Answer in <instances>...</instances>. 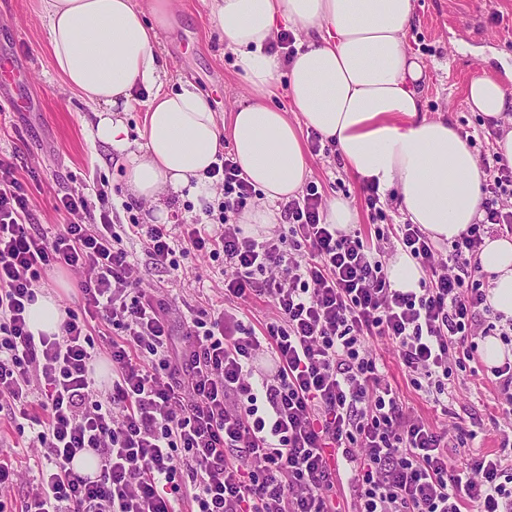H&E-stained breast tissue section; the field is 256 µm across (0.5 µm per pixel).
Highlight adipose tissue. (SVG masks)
Wrapping results in <instances>:
<instances>
[{"instance_id":"obj_1","label":"adipose tissue","mask_w":512,"mask_h":512,"mask_svg":"<svg viewBox=\"0 0 512 512\" xmlns=\"http://www.w3.org/2000/svg\"><path fill=\"white\" fill-rule=\"evenodd\" d=\"M54 63L68 87L95 105L93 140L109 145L125 170L129 196L155 206L190 188L230 137L243 176L263 193L242 224H274V203L301 192L311 168L300 128L334 141L352 173L394 192L399 211L433 239L451 241L481 216L487 174L466 136L448 121L422 116L423 65L405 36L413 0H211L215 32L236 57L248 94L221 131L203 92L181 82L168 90L158 49L172 0H44ZM298 45L283 59L269 47L281 28ZM286 88L291 105L271 102ZM469 107L497 120L496 148L512 164V96L489 74L466 87ZM141 106V140L123 112ZM491 279L492 306L512 317V240L489 238L478 256Z\"/></svg>"}]
</instances>
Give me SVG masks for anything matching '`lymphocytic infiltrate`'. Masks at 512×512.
<instances>
[{"label": "lymphocytic infiltrate", "instance_id": "f902f5d3", "mask_svg": "<svg viewBox=\"0 0 512 512\" xmlns=\"http://www.w3.org/2000/svg\"><path fill=\"white\" fill-rule=\"evenodd\" d=\"M482 220L437 247L420 225L388 223L363 184L373 236L321 221L316 183L281 206L285 230L256 237L235 217L258 191L233 157L207 170L222 187L212 224H142L130 236L154 266L223 258L224 306L192 311L189 348L173 346L166 303L145 291L109 211L90 224L32 223L29 198L0 160V409L32 422L38 476L22 512H339L336 471L351 464L352 512H512V440L452 463L455 431L406 414L382 356L390 344L413 387L447 408L453 370L478 362L493 309L478 261L486 236L512 233V166L481 156ZM416 260L417 290L392 287L384 247ZM82 273L81 304L58 334L34 335L26 310L53 268ZM273 315L245 324L242 302ZM111 326L112 385L97 400L95 323ZM93 450L96 476L75 458Z\"/></svg>", "mask_w": 512, "mask_h": 512}]
</instances>
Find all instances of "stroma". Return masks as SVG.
Returning a JSON list of instances; mask_svg holds the SVG:
<instances>
[{"label":"stroma","instance_id":"1","mask_svg":"<svg viewBox=\"0 0 512 512\" xmlns=\"http://www.w3.org/2000/svg\"><path fill=\"white\" fill-rule=\"evenodd\" d=\"M414 6L416 21L406 42L425 63L424 113L447 119L472 136L474 153H482L488 143L487 120L471 111L466 86L474 74L485 70L512 94V0H414ZM159 49L172 78L194 83L218 118H230L234 103L247 92V82L234 55L225 51L213 30L210 0H174ZM0 59L20 73L16 82L0 80V158L14 164L33 203L35 223L46 227L67 223L56 200L74 192L92 197L94 210L112 211L118 223H127L124 169L110 146L94 145L88 139L94 106L70 90L54 65L43 0H0ZM309 163L311 179L324 198L350 201L358 228H365L369 220L361 180L321 152L310 155ZM103 181L109 184V194L99 201L96 187ZM123 244L133 256L143 287L166 293L174 326L182 325L188 307L199 297L222 304L224 278L218 262L191 256L178 271L168 272L153 266L137 238L124 236ZM368 345L388 360L390 380L413 415L440 426L458 421L474 431V440L454 452L455 465H467L471 454L497 448L501 435L490 426L500 413L492 385L477 387L472 371L456 372L454 398L445 416L413 389L392 362L384 341L373 338Z\"/></svg>","mask_w":512,"mask_h":512}]
</instances>
